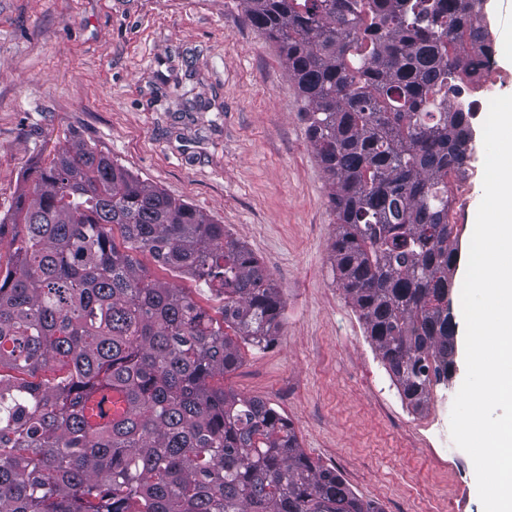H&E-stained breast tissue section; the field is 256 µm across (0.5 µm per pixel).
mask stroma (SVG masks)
Masks as SVG:
<instances>
[{
    "instance_id": "stroma-1",
    "label": "stroma",
    "mask_w": 512,
    "mask_h": 512,
    "mask_svg": "<svg viewBox=\"0 0 512 512\" xmlns=\"http://www.w3.org/2000/svg\"><path fill=\"white\" fill-rule=\"evenodd\" d=\"M80 141L210 214L260 260L284 311L224 387L263 400L301 448L382 512H483L450 414L465 377L414 411L336 283V217L276 44L239 0H0V217L30 168ZM138 261L213 317L223 302Z\"/></svg>"
}]
</instances>
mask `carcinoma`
<instances>
[{
  "mask_svg": "<svg viewBox=\"0 0 512 512\" xmlns=\"http://www.w3.org/2000/svg\"><path fill=\"white\" fill-rule=\"evenodd\" d=\"M485 2L242 0L297 86L336 279L416 411L448 373V176L467 172L474 117L449 96L478 76L466 47L493 52ZM24 183L0 219V512H382L272 406L215 384L283 312L224 225L85 144ZM138 251L216 293L222 318Z\"/></svg>",
  "mask_w": 512,
  "mask_h": 512,
  "instance_id": "carcinoma-1",
  "label": "carcinoma"
}]
</instances>
